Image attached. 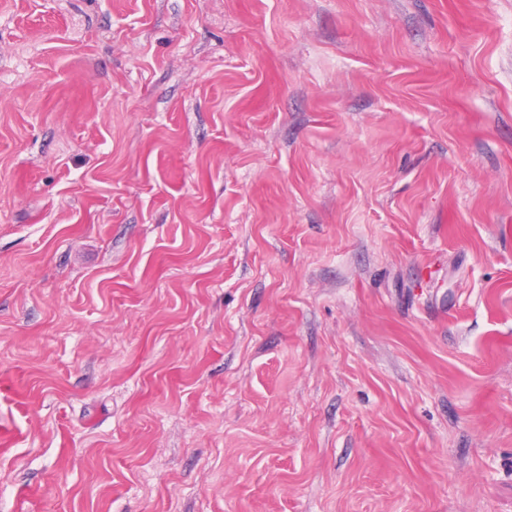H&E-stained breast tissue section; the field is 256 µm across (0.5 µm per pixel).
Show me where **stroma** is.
Here are the masks:
<instances>
[{
	"instance_id": "35a3bbf8",
	"label": "stroma",
	"mask_w": 512,
	"mask_h": 512,
	"mask_svg": "<svg viewBox=\"0 0 512 512\" xmlns=\"http://www.w3.org/2000/svg\"><path fill=\"white\" fill-rule=\"evenodd\" d=\"M0 512H512V0H0Z\"/></svg>"
}]
</instances>
